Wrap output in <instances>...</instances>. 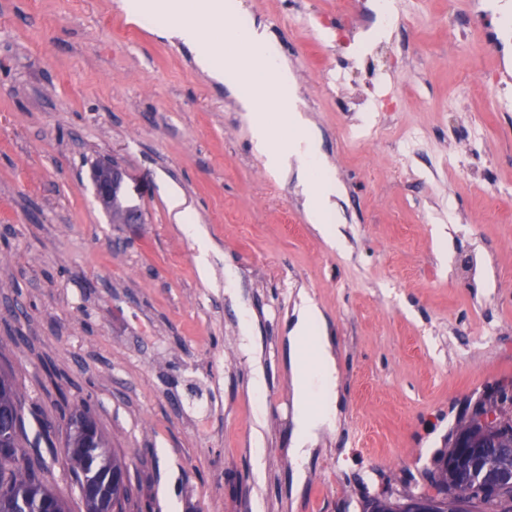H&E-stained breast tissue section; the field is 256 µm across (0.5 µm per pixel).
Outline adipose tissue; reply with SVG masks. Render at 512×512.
<instances>
[{
    "instance_id": "1",
    "label": "adipose tissue",
    "mask_w": 512,
    "mask_h": 512,
    "mask_svg": "<svg viewBox=\"0 0 512 512\" xmlns=\"http://www.w3.org/2000/svg\"><path fill=\"white\" fill-rule=\"evenodd\" d=\"M315 347L316 369H309L305 361H298L294 379L295 394L299 401L295 436L296 447L300 450L304 449L317 428L333 425L336 419V362L329 337H320L316 340ZM315 388L322 395V406L313 411L308 408L305 398Z\"/></svg>"
}]
</instances>
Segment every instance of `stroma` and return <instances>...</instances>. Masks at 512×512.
I'll return each mask as SVG.
<instances>
[{"mask_svg":"<svg viewBox=\"0 0 512 512\" xmlns=\"http://www.w3.org/2000/svg\"><path fill=\"white\" fill-rule=\"evenodd\" d=\"M288 67L336 183L267 170L233 80L112 0H0V370L71 512L60 399L88 400L154 512H362L422 480L484 390L512 381V42L471 0H240ZM500 95L466 86L495 72ZM346 72L344 99L321 67ZM389 67L396 112L355 105ZM143 215L112 223L92 164ZM178 188L209 243L169 207ZM337 418L295 453L302 297ZM322 318L317 305L308 298L302 299L300 307V318L292 331L290 340L300 346L305 341L306 329L312 322L320 321Z\"/></svg>","mask_w":512,"mask_h":512,"instance_id":"obj_1","label":"stroma"}]
</instances>
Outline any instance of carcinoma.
<instances>
[{
    "label": "carcinoma",
    "mask_w": 512,
    "mask_h": 512,
    "mask_svg": "<svg viewBox=\"0 0 512 512\" xmlns=\"http://www.w3.org/2000/svg\"><path fill=\"white\" fill-rule=\"evenodd\" d=\"M112 223L122 224L134 208L120 197V188L112 191L106 204ZM477 408L493 406L499 410L501 425L491 433L492 447L487 449L483 466L493 476L499 470L512 471V394L498 387L476 403ZM23 396L12 377L0 373V440L14 448L0 451V512H48L52 504L67 507L50 484L39 462L38 444L25 440ZM476 433L472 423L462 421L448 438L446 449L425 473L427 483L435 491L429 499L439 504L438 512H512L504 510L494 500L482 497L469 472L470 459L456 448L457 435ZM65 455L75 477L85 512H127L151 509L146 503H132L131 481L108 485L109 474L129 476L128 467L108 448V439L90 418L86 402L74 405L68 422ZM78 449L77 453L70 449ZM420 497L418 488L404 484L398 496L373 499L364 512H400L399 504Z\"/></svg>",
    "instance_id": "1"
}]
</instances>
